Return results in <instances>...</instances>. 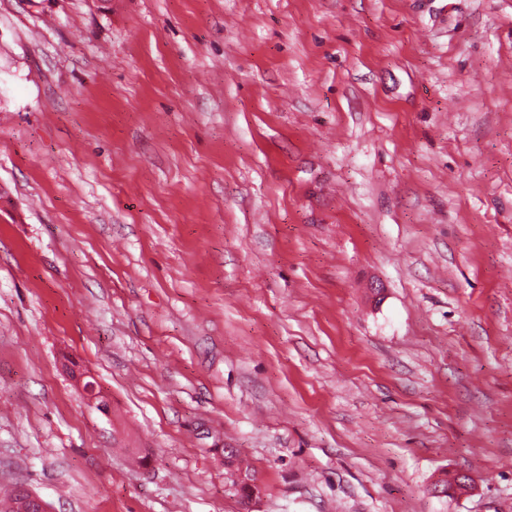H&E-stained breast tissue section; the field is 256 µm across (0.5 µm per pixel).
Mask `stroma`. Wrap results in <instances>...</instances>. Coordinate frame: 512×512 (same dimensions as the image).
<instances>
[{"instance_id": "35a3bbf8", "label": "stroma", "mask_w": 512, "mask_h": 512, "mask_svg": "<svg viewBox=\"0 0 512 512\" xmlns=\"http://www.w3.org/2000/svg\"><path fill=\"white\" fill-rule=\"evenodd\" d=\"M19 485L51 512H512V0H0Z\"/></svg>"}]
</instances>
